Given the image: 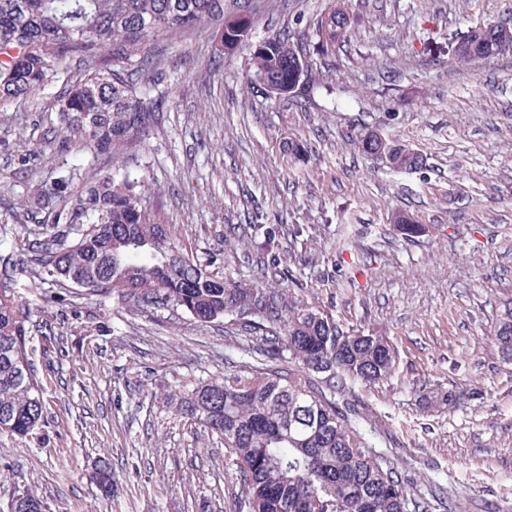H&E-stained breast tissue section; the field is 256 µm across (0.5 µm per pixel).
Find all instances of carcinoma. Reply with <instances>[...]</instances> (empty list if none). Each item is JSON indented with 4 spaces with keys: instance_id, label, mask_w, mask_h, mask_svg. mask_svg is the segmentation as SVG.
I'll use <instances>...</instances> for the list:
<instances>
[{
    "instance_id": "obj_1",
    "label": "carcinoma",
    "mask_w": 512,
    "mask_h": 512,
    "mask_svg": "<svg viewBox=\"0 0 512 512\" xmlns=\"http://www.w3.org/2000/svg\"><path fill=\"white\" fill-rule=\"evenodd\" d=\"M224 15V0H0V101L24 100L53 82L59 63L88 66L57 105L67 142L114 154L135 144L151 125L154 103L128 73L132 58L160 36L182 32ZM243 16L224 24V48L249 45ZM325 51L345 37L346 24L331 11L317 21ZM296 47L270 37L252 47L253 79L287 98L293 85L312 82L297 68ZM460 63L512 55V39L499 29L477 30L453 48ZM352 144L384 155L395 173L423 166L422 156L397 140L365 133ZM137 182L105 168L84 177L73 168L27 199L29 214L57 211L29 244L53 281L88 294H115L129 306L182 309L211 323L226 315L259 337L266 360L288 358L290 373L263 367L228 373L224 381L194 388L180 413L224 440L235 466L237 512H409V479L383 459L351 424L336 400L311 374L373 384L392 375L395 351L381 336L344 332L333 319L309 309L288 318L260 320L273 293L214 274L190 259L171 225L159 224L142 205ZM501 358L512 361V298L503 301L494 329ZM43 418V402L27 348L22 317L0 282V431L29 435ZM278 482L282 499L266 496ZM15 512H46L44 501L23 491Z\"/></svg>"
}]
</instances>
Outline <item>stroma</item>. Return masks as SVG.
<instances>
[{
    "label": "stroma",
    "mask_w": 512,
    "mask_h": 512,
    "mask_svg": "<svg viewBox=\"0 0 512 512\" xmlns=\"http://www.w3.org/2000/svg\"><path fill=\"white\" fill-rule=\"evenodd\" d=\"M335 9L348 34L323 53L315 23ZM224 13L250 18L251 43L287 37L317 89L282 99L249 82V49L222 50L215 21L142 50L133 78L155 119L121 158L61 147L56 106L76 62L0 103V279L44 405L31 435L0 433V512L24 490L47 512H235L223 440L174 400L260 365L257 342L229 317L202 323L47 281L24 243L53 218H28L25 201L72 165L144 182L187 253L274 291L280 318L306 306L385 337L392 376L347 386L357 429L432 512H512V363L494 336L512 297V55L452 57L469 31L512 27V0H224ZM366 129L400 139L423 167L394 173L358 152L351 140ZM448 390L456 406L423 404ZM103 456L108 496L91 479Z\"/></svg>",
    "instance_id": "35a3bbf8"
}]
</instances>
